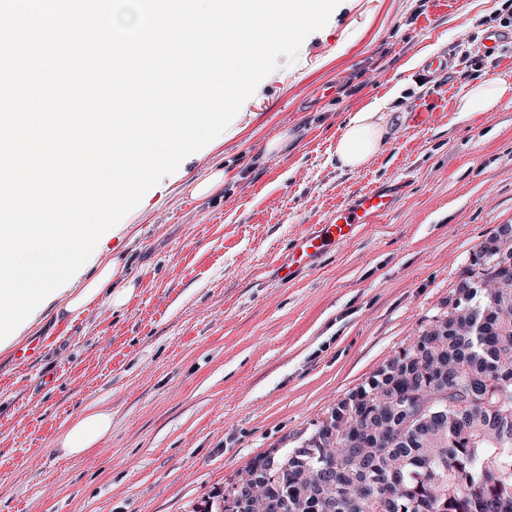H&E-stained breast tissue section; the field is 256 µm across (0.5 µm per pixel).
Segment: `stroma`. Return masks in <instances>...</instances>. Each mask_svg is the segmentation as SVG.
<instances>
[{"label": "stroma", "mask_w": 512, "mask_h": 512, "mask_svg": "<svg viewBox=\"0 0 512 512\" xmlns=\"http://www.w3.org/2000/svg\"><path fill=\"white\" fill-rule=\"evenodd\" d=\"M504 2L340 0L225 131L144 195L101 242L136 279L126 306L43 319L27 333L34 355H0V512H197L447 312L474 252L512 224V97L455 109L472 83L512 81V45H486ZM434 55L447 74L429 70ZM382 98L385 150L338 168L345 123ZM217 168L229 179L193 197ZM400 183L379 223L294 281L271 278L295 235ZM92 406L111 413L109 437L59 457L56 437Z\"/></svg>", "instance_id": "obj_1"}]
</instances>
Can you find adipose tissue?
<instances>
[{
	"label": "adipose tissue",
	"instance_id": "obj_1",
	"mask_svg": "<svg viewBox=\"0 0 512 512\" xmlns=\"http://www.w3.org/2000/svg\"><path fill=\"white\" fill-rule=\"evenodd\" d=\"M512 83L503 78H490L465 91L456 102L460 112L493 111L507 96ZM384 103L374 100L354 113L336 141L335 156L339 167L357 169L385 148L387 126ZM123 264L119 256L98 260L97 272L79 287L62 292L49 309L55 314L75 313L100 304L121 309L135 290L133 279L121 277ZM112 429L109 412L88 408L74 418L56 440L58 451L65 456H78L103 441Z\"/></svg>",
	"mask_w": 512,
	"mask_h": 512
}]
</instances>
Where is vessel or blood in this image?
I'll use <instances>...</instances> for the list:
<instances>
[{
    "label": "vessel or blood",
    "instance_id": "b4317fda",
    "mask_svg": "<svg viewBox=\"0 0 512 512\" xmlns=\"http://www.w3.org/2000/svg\"><path fill=\"white\" fill-rule=\"evenodd\" d=\"M397 204L395 192L376 188L365 190L350 203L337 208L335 214L315 225L310 231L294 238L285 261L276 268L281 282L293 281L304 270L314 269L319 257L350 240L361 225L378 223Z\"/></svg>",
    "mask_w": 512,
    "mask_h": 512
}]
</instances>
